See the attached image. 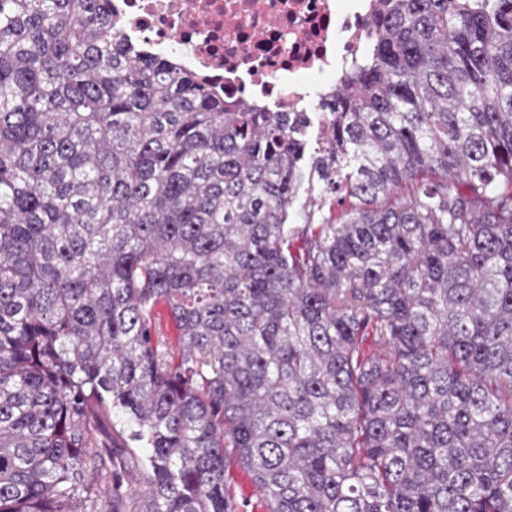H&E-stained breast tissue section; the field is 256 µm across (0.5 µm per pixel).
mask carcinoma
Segmentation results:
<instances>
[{
    "instance_id": "1",
    "label": "carcinoma",
    "mask_w": 512,
    "mask_h": 512,
    "mask_svg": "<svg viewBox=\"0 0 512 512\" xmlns=\"http://www.w3.org/2000/svg\"><path fill=\"white\" fill-rule=\"evenodd\" d=\"M370 26L310 153L112 0H0V512H236L231 459L268 512H512V0Z\"/></svg>"
}]
</instances>
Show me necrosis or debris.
I'll list each match as a JSON object with an SVG mask.
<instances>
[{"label":"necrosis or debris","mask_w":512,"mask_h":512,"mask_svg":"<svg viewBox=\"0 0 512 512\" xmlns=\"http://www.w3.org/2000/svg\"><path fill=\"white\" fill-rule=\"evenodd\" d=\"M375 0H112L126 39L210 81L216 93L297 112L304 80L357 57Z\"/></svg>","instance_id":"4bbe7bcc"}]
</instances>
